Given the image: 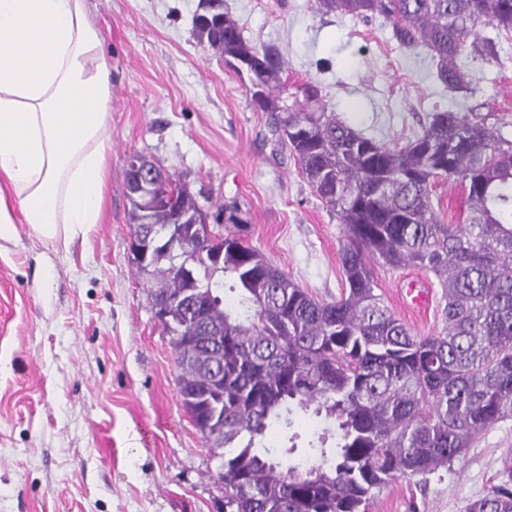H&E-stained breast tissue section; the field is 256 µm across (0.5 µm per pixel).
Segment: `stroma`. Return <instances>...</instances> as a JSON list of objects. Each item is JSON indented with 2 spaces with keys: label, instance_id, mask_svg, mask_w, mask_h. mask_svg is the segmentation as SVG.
<instances>
[{
  "label": "stroma",
  "instance_id": "obj_1",
  "mask_svg": "<svg viewBox=\"0 0 512 512\" xmlns=\"http://www.w3.org/2000/svg\"><path fill=\"white\" fill-rule=\"evenodd\" d=\"M200 0H88L112 65L102 221L62 248L20 224L0 239V512H221L218 460L178 392L170 338L128 259L124 170L141 152L183 175L200 204L236 202L248 242L315 297L345 286L343 227L256 111L245 80L193 32ZM255 47H277L289 82H318L337 117L405 143L452 105L512 140V37L464 59L475 92L445 89L424 51L383 19L326 13L319 0H224ZM376 292L414 334L443 326L442 289L417 267L376 265ZM419 280L418 308L401 286ZM512 484V418L478 433L452 468L396 476L371 512H464Z\"/></svg>",
  "mask_w": 512,
  "mask_h": 512
}]
</instances>
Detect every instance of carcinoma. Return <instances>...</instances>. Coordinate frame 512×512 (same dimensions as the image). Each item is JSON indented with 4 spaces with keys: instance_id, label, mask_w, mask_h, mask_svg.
Masks as SVG:
<instances>
[{
    "instance_id": "cac0c4a2",
    "label": "carcinoma",
    "mask_w": 512,
    "mask_h": 512,
    "mask_svg": "<svg viewBox=\"0 0 512 512\" xmlns=\"http://www.w3.org/2000/svg\"><path fill=\"white\" fill-rule=\"evenodd\" d=\"M328 12L382 17L397 43L427 51L451 91L469 89L461 61L497 56L478 26L512 35V0H320ZM224 63L246 61L251 103L295 156L313 192L344 226L346 287L331 301L296 285L247 241L236 204L211 246L178 212L200 210L181 176L135 153L176 194L150 206L126 188L133 234L148 241L138 274L151 294L178 301L171 323L179 394L224 469V512H368L395 474L449 467L476 434L512 418V140L484 120L434 111L403 145L365 136L328 110L314 81L290 83L274 47L257 49L225 10L194 24ZM453 179L467 193L462 224L435 212L431 188ZM223 252L218 264L204 257ZM414 266L443 288L444 327L417 336L375 293L371 263ZM207 305L204 323L191 306ZM316 426L307 446L296 418ZM466 512H512L498 488Z\"/></svg>"
}]
</instances>
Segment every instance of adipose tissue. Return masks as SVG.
<instances>
[{"mask_svg": "<svg viewBox=\"0 0 512 512\" xmlns=\"http://www.w3.org/2000/svg\"><path fill=\"white\" fill-rule=\"evenodd\" d=\"M112 68L87 0H0V238L100 223Z\"/></svg>", "mask_w": 512, "mask_h": 512, "instance_id": "1", "label": "adipose tissue"}]
</instances>
